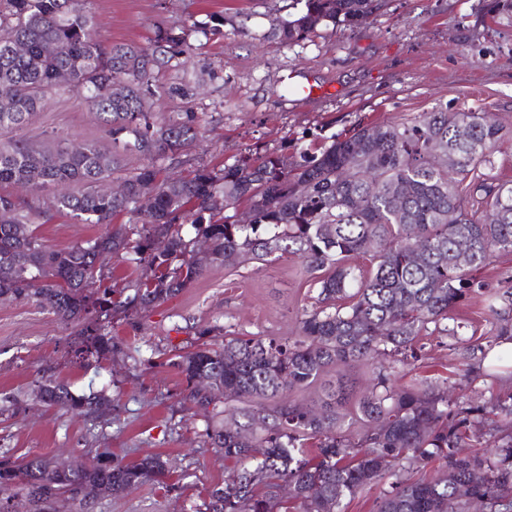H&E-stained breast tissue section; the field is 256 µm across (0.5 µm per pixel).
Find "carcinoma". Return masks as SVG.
I'll return each instance as SVG.
<instances>
[{"label": "carcinoma", "instance_id": "obj_1", "mask_svg": "<svg viewBox=\"0 0 512 512\" xmlns=\"http://www.w3.org/2000/svg\"><path fill=\"white\" fill-rule=\"evenodd\" d=\"M374 0H293L291 18L273 20L282 43L302 40L321 23L368 18ZM93 0H0V185L50 193L51 206L77 224L129 225L62 249L48 246L20 197L0 195V299L34 300L80 327L77 359L112 357L104 321L114 309L146 310L196 282L210 265L233 266L296 257L316 274L318 306L303 312L298 334L249 336L206 325L174 348L188 398L206 410L204 443L234 463L224 485L195 512H342L344 500L379 488L376 512H462L474 497L490 512H512V434L491 450L460 453L490 425L512 428V395L458 402L428 394L420 382L396 384L393 365L417 359L424 336H455L452 311L472 292L473 272L498 252H512V184L493 174L494 154L508 133L486 112L435 106L405 122L359 125L317 154L302 149L244 154L220 167L172 172L196 147L206 113L182 110L196 82L182 76L157 85L154 74L193 55L198 36L224 35V17L187 19L156 28L148 46H103ZM22 45L23 51L15 50ZM82 94L112 139L73 146L56 135L43 150L13 133L29 125L48 94ZM166 101L169 112H157ZM136 155L144 163L124 172ZM119 182L125 194L102 192ZM232 211L228 216L223 211ZM190 224L195 236L182 226ZM167 240V254L153 241ZM208 254H194L196 240ZM108 252L142 267L134 294L113 299L105 275L88 271ZM369 257V265L359 259ZM512 329L491 323L488 353ZM368 366L371 383L350 370ZM344 368L334 380L331 370ZM212 378L202 391L197 375ZM323 382L317 401L291 393ZM41 406L96 420L110 408L103 392L76 395L49 378L36 392ZM355 416H349V405ZM362 425L352 440L346 417ZM442 462L431 479L409 471ZM167 461L149 455L122 463L108 451L63 462L0 454V512L19 497L29 512L69 495L79 507L119 497L146 483H164ZM396 480L383 486L387 475Z\"/></svg>", "mask_w": 512, "mask_h": 512}]
</instances>
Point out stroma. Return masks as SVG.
<instances>
[{
	"label": "stroma",
	"instance_id": "1",
	"mask_svg": "<svg viewBox=\"0 0 512 512\" xmlns=\"http://www.w3.org/2000/svg\"><path fill=\"white\" fill-rule=\"evenodd\" d=\"M290 0H94L96 30L104 45H148L158 23L208 14L224 17L223 37L199 38L189 62L200 77L191 108L212 113L201 145L182 168L221 164L249 152H295L328 143L372 121H399L432 107L467 108L512 122V10L501 0H378L355 25H319L286 46L270 34L274 18H287ZM313 83L318 94L284 93L288 82ZM72 142L110 141L83 96L60 89L48 95L24 131L35 146L53 134ZM39 206L36 221L47 244L61 249L95 238L98 224H76L50 208L46 194H26ZM512 289V253L503 252L477 274L475 298L453 313L461 339L488 331L481 295ZM316 294L300 260L249 261L213 266L176 298L139 317L116 316L112 357L83 364L74 356L78 329L28 301H0V399L23 406L0 421V452L22 459L48 455L81 460L90 448L129 463L148 454L168 459L174 491L146 484L120 497L99 498L90 512H194L224 483L227 463L204 444V417L187 399L167 352L192 336L193 326L263 336L295 335L303 309ZM421 360L396 365L401 381L417 378L433 389L484 397L512 393V363L492 367L480 350L452 349L426 337ZM67 382L77 394L106 390L108 421L92 423L35 401L46 378Z\"/></svg>",
	"mask_w": 512,
	"mask_h": 512
}]
</instances>
